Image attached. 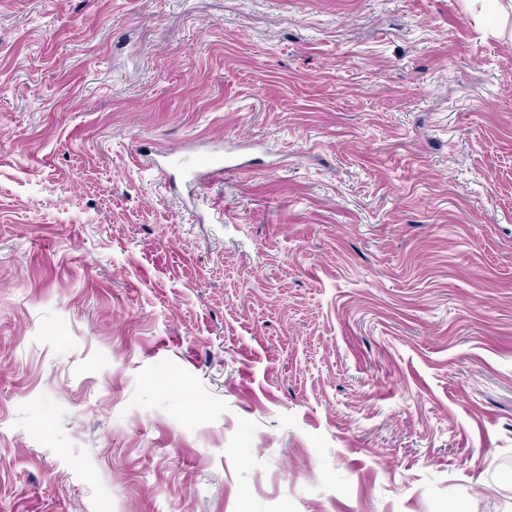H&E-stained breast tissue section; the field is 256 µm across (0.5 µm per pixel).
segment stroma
Masks as SVG:
<instances>
[{"instance_id":"35a3bbf8","label":"stroma","mask_w":512,"mask_h":512,"mask_svg":"<svg viewBox=\"0 0 512 512\" xmlns=\"http://www.w3.org/2000/svg\"><path fill=\"white\" fill-rule=\"evenodd\" d=\"M452 504L512 512V37L0 0V512ZM237 165L233 164L229 158H224L223 155L213 153L206 156L201 162L193 164L188 170V177L190 181L203 185L209 176L222 175L230 176L236 173Z\"/></svg>"}]
</instances>
